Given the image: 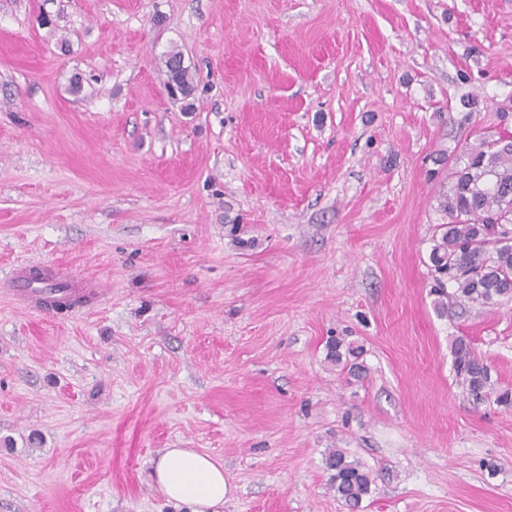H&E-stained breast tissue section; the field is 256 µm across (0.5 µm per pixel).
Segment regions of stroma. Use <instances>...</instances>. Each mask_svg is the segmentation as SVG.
I'll return each mask as SVG.
<instances>
[{
	"label": "stroma",
	"instance_id": "stroma-1",
	"mask_svg": "<svg viewBox=\"0 0 512 512\" xmlns=\"http://www.w3.org/2000/svg\"><path fill=\"white\" fill-rule=\"evenodd\" d=\"M180 52L195 91H167ZM512 131V0H0V512H512V301L446 317L429 253L463 149ZM100 281L29 311L20 264ZM359 346L360 376L327 358ZM453 354L457 377L474 402H484L491 386L488 365L475 354L470 343L463 338L454 341ZM151 476L169 500L190 505L191 512L224 509V465L206 454L192 448H167ZM326 465L332 472L331 481L336 494L351 511L359 509L364 498L372 492L375 482L372 472L340 449L328 453Z\"/></svg>",
	"mask_w": 512,
	"mask_h": 512
}]
</instances>
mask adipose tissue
Here are the masks:
<instances>
[{"instance_id": "ef3b65f1", "label": "adipose tissue", "mask_w": 512, "mask_h": 512, "mask_svg": "<svg viewBox=\"0 0 512 512\" xmlns=\"http://www.w3.org/2000/svg\"><path fill=\"white\" fill-rule=\"evenodd\" d=\"M153 482L171 501L192 512H222L224 466L191 448L165 449L151 473Z\"/></svg>"}]
</instances>
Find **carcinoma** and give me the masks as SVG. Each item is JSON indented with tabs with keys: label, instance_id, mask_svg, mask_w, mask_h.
<instances>
[{
	"label": "carcinoma",
	"instance_id": "carcinoma-1",
	"mask_svg": "<svg viewBox=\"0 0 512 512\" xmlns=\"http://www.w3.org/2000/svg\"><path fill=\"white\" fill-rule=\"evenodd\" d=\"M169 83L180 96L192 95L189 71L182 54L171 52L166 60ZM449 192L440 202L448 222L434 227L430 252L435 305L447 314L466 305L494 306L512 300V135L471 146L463 165L451 173ZM336 363L356 356L340 339L329 348ZM454 368L476 403L485 401L490 389V369L469 342L453 343ZM326 465L336 494L355 512L370 495L374 477L370 470L343 450L328 453Z\"/></svg>",
	"mask_w": 512,
	"mask_h": 512
}]
</instances>
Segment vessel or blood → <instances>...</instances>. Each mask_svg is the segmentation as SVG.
<instances>
[{"label": "vessel or blood", "mask_w": 512, "mask_h": 512, "mask_svg": "<svg viewBox=\"0 0 512 512\" xmlns=\"http://www.w3.org/2000/svg\"><path fill=\"white\" fill-rule=\"evenodd\" d=\"M62 283L68 284L69 295L79 300L86 297L90 287L85 278L49 264L15 268L9 281V292L23 308L40 311L57 295V287Z\"/></svg>", "instance_id": "1"}]
</instances>
